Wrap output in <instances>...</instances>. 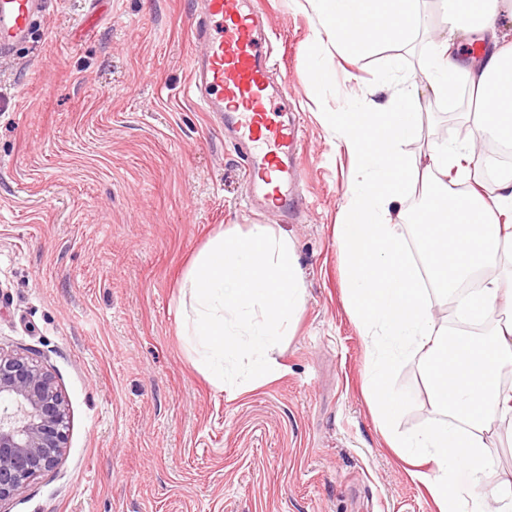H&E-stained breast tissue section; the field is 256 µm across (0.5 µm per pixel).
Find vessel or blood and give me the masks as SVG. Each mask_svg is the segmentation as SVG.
Instances as JSON below:
<instances>
[{"instance_id":"obj_1","label":"vessel or blood","mask_w":512,"mask_h":512,"mask_svg":"<svg viewBox=\"0 0 512 512\" xmlns=\"http://www.w3.org/2000/svg\"><path fill=\"white\" fill-rule=\"evenodd\" d=\"M47 0H0V57L28 42ZM258 0H193L191 31L202 45L188 88L241 152L248 205L284 211L299 183L302 129L288 114V84L271 79L272 47Z\"/></svg>"}]
</instances>
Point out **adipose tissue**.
<instances>
[{
	"label": "adipose tissue",
	"mask_w": 512,
	"mask_h": 512,
	"mask_svg": "<svg viewBox=\"0 0 512 512\" xmlns=\"http://www.w3.org/2000/svg\"><path fill=\"white\" fill-rule=\"evenodd\" d=\"M329 41L359 55L387 42L403 49L409 34L428 25L420 0H307ZM447 34L434 45L423 79L434 95L460 78L479 103L465 145L437 142L429 162L417 168L401 150L417 127L418 88L411 85L373 102L363 112H332L329 131L353 162L350 189L337 237L345 259L348 307L369 345L365 390L381 432L409 460L428 455L436 471L427 479L440 512H512V481L491 491L481 486L488 467L483 432L498 417L512 419V390L500 380L512 373V321H500L512 306V267L500 264L512 225L499 217L512 209V177L493 198L457 193L448 174L474 155L477 141L512 140V0H436ZM481 33V55L459 65L453 50L463 19ZM421 183L429 203L418 218L415 246L398 233L406 185ZM423 258L426 271L415 260ZM429 273L439 288L480 274L478 295L460 298L474 322L496 321L494 340L458 334L449 340L421 286ZM406 350L421 353L429 401L441 419L413 433L398 429L402 403L391 373Z\"/></svg>",
	"instance_id": "1"
}]
</instances>
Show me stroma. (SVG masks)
<instances>
[{"instance_id": "1", "label": "stroma", "mask_w": 512, "mask_h": 512, "mask_svg": "<svg viewBox=\"0 0 512 512\" xmlns=\"http://www.w3.org/2000/svg\"><path fill=\"white\" fill-rule=\"evenodd\" d=\"M303 129L288 219L246 204L237 148L189 96L191 0H51L0 62V346L37 356L70 406L62 464L8 512H438L422 474L390 448L366 399L368 345L349 311L335 226L348 158L326 112L367 110L379 87L421 76L433 36L346 61L293 0H260ZM400 55L399 69L389 59ZM325 66L331 82L313 75ZM406 156L467 137V87L420 92ZM229 224H277L304 278V309L278 375L240 394L193 365L179 283ZM399 428L434 418L416 354L392 372ZM486 488L512 481V422L484 432Z\"/></svg>"}]
</instances>
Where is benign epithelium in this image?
<instances>
[{
	"label": "benign epithelium",
	"instance_id": "obj_1",
	"mask_svg": "<svg viewBox=\"0 0 512 512\" xmlns=\"http://www.w3.org/2000/svg\"><path fill=\"white\" fill-rule=\"evenodd\" d=\"M68 403L37 358L0 347V504L63 461Z\"/></svg>",
	"mask_w": 512,
	"mask_h": 512
}]
</instances>
